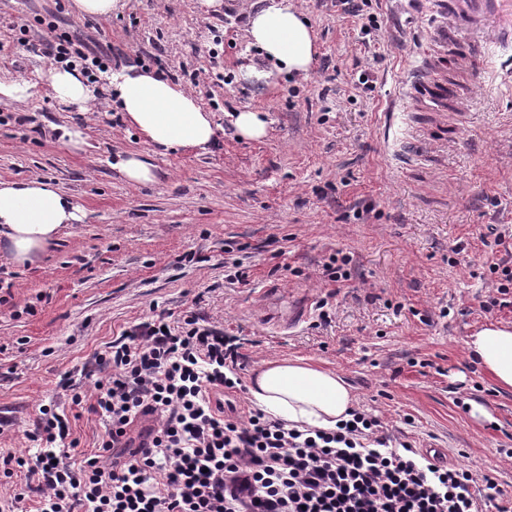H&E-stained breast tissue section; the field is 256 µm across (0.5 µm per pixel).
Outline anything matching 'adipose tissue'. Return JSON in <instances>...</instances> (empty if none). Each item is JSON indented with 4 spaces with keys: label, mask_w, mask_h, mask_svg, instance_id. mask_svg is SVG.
Here are the masks:
<instances>
[{
    "label": "adipose tissue",
    "mask_w": 512,
    "mask_h": 512,
    "mask_svg": "<svg viewBox=\"0 0 512 512\" xmlns=\"http://www.w3.org/2000/svg\"><path fill=\"white\" fill-rule=\"evenodd\" d=\"M245 37L262 64L249 73L305 76L317 54L310 24L294 0H271L253 11ZM43 78L57 103L91 111L96 89L78 70L50 68ZM105 92L113 97L126 123L157 152L207 149L218 140L219 126L195 97L162 71L122 65L103 73ZM85 211L57 185L39 179L0 182V251L19 266L34 263L54 245L64 226L79 224ZM468 349L497 385L512 389V328L490 325L471 337ZM256 406L273 420L321 429L348 420L353 397L345 379L303 361H267L249 387Z\"/></svg>",
    "instance_id": "adipose-tissue-1"
}]
</instances>
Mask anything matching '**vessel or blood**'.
Listing matches in <instances>:
<instances>
[{"label":"vessel or blood","instance_id":"vessel-or-blood-1","mask_svg":"<svg viewBox=\"0 0 512 512\" xmlns=\"http://www.w3.org/2000/svg\"><path fill=\"white\" fill-rule=\"evenodd\" d=\"M434 11L437 19L431 27V40L441 49L463 29L478 35L490 28L498 38L512 36V0H436ZM306 309V303L293 301L287 308L267 311L266 316L290 327L305 318Z\"/></svg>","mask_w":512,"mask_h":512}]
</instances>
